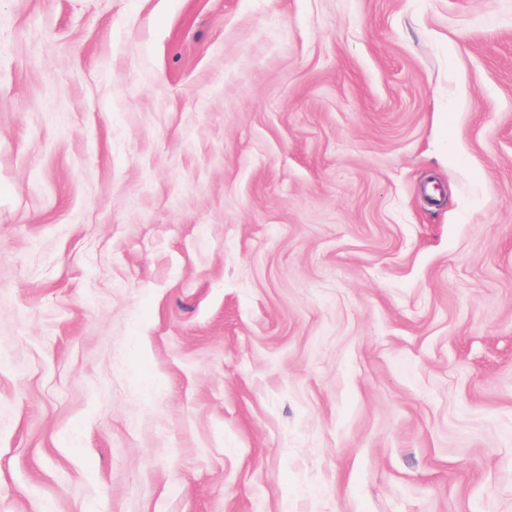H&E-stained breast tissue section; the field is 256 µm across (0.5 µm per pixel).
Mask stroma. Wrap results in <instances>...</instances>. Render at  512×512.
<instances>
[{"instance_id":"1","label":"stroma","mask_w":512,"mask_h":512,"mask_svg":"<svg viewBox=\"0 0 512 512\" xmlns=\"http://www.w3.org/2000/svg\"><path fill=\"white\" fill-rule=\"evenodd\" d=\"M0 512H512V0H0Z\"/></svg>"}]
</instances>
